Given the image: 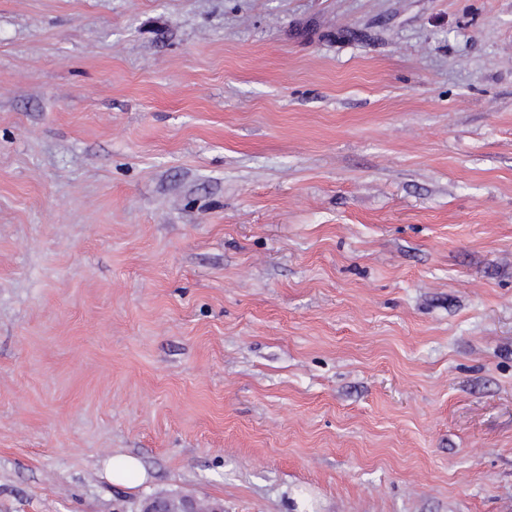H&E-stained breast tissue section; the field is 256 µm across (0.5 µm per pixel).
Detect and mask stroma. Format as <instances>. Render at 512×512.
<instances>
[{
  "instance_id": "1",
  "label": "stroma",
  "mask_w": 512,
  "mask_h": 512,
  "mask_svg": "<svg viewBox=\"0 0 512 512\" xmlns=\"http://www.w3.org/2000/svg\"><path fill=\"white\" fill-rule=\"evenodd\" d=\"M167 494L512 512V0H0V512ZM144 478L145 471L137 458L126 455L119 457L117 461L112 459V483L133 485Z\"/></svg>"
}]
</instances>
